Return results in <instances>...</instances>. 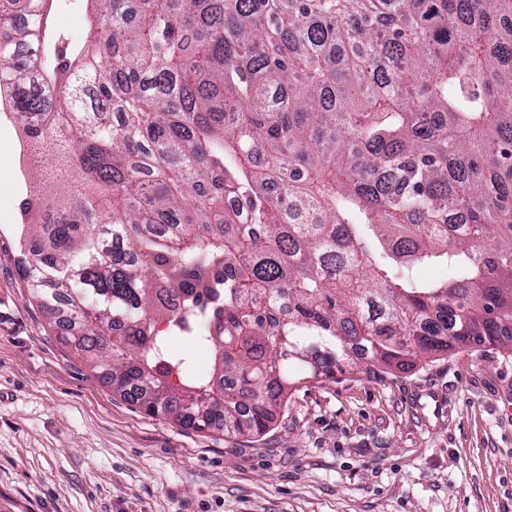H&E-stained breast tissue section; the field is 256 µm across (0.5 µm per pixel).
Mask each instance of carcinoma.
<instances>
[{"instance_id":"cac0c4a2","label":"carcinoma","mask_w":512,"mask_h":512,"mask_svg":"<svg viewBox=\"0 0 512 512\" xmlns=\"http://www.w3.org/2000/svg\"><path fill=\"white\" fill-rule=\"evenodd\" d=\"M53 2L0 0V108L51 168L32 297L104 384L254 436L309 379L512 350V0H82L79 43Z\"/></svg>"}]
</instances>
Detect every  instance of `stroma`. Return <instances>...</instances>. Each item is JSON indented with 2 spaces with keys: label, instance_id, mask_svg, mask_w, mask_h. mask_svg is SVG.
Here are the masks:
<instances>
[{
  "label": "stroma",
  "instance_id": "35a3bbf8",
  "mask_svg": "<svg viewBox=\"0 0 512 512\" xmlns=\"http://www.w3.org/2000/svg\"><path fill=\"white\" fill-rule=\"evenodd\" d=\"M27 149L1 113L0 512H512V354L494 346L303 384L261 436L115 394L32 301Z\"/></svg>",
  "mask_w": 512,
  "mask_h": 512
}]
</instances>
